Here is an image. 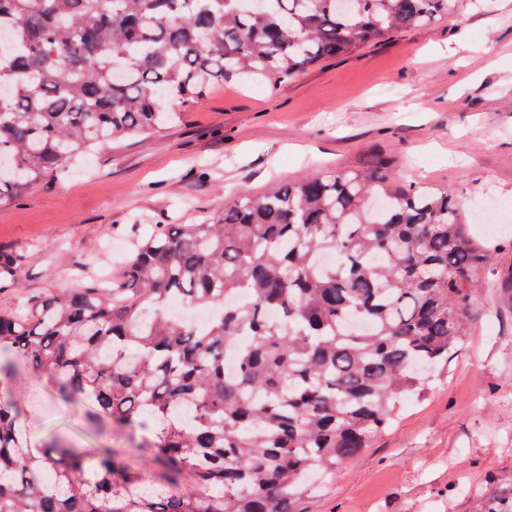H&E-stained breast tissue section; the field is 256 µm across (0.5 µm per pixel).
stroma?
I'll list each match as a JSON object with an SVG mask.
<instances>
[{"mask_svg":"<svg viewBox=\"0 0 512 512\" xmlns=\"http://www.w3.org/2000/svg\"><path fill=\"white\" fill-rule=\"evenodd\" d=\"M163 129L92 146L68 172L0 201V252L22 256L0 310L105 277L138 224H199L240 193L390 157L401 178L452 189L472 238L495 248L498 285L474 302L460 350L398 418L297 512H484L512 497V0H458L454 13L398 29L278 85L228 80ZM500 220L486 236L476 212ZM22 426L39 442L159 479L143 431L118 427L42 386L18 360Z\"/></svg>","mask_w":512,"mask_h":512,"instance_id":"stroma-1","label":"stroma"}]
</instances>
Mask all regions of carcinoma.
<instances>
[{
    "instance_id": "cac0c4a2",
    "label": "carcinoma",
    "mask_w": 512,
    "mask_h": 512,
    "mask_svg": "<svg viewBox=\"0 0 512 512\" xmlns=\"http://www.w3.org/2000/svg\"><path fill=\"white\" fill-rule=\"evenodd\" d=\"M454 4L0 0L13 47L0 53V200L94 145L162 129L174 100L232 77L281 83ZM492 260L453 191L402 181L384 158L155 225L112 288L1 311L0 376L28 359L58 393L148 430L166 484L36 443L0 379V512H295L309 475L370 447L448 363ZM21 265L0 256V277ZM172 298L222 311L196 326Z\"/></svg>"
}]
</instances>
